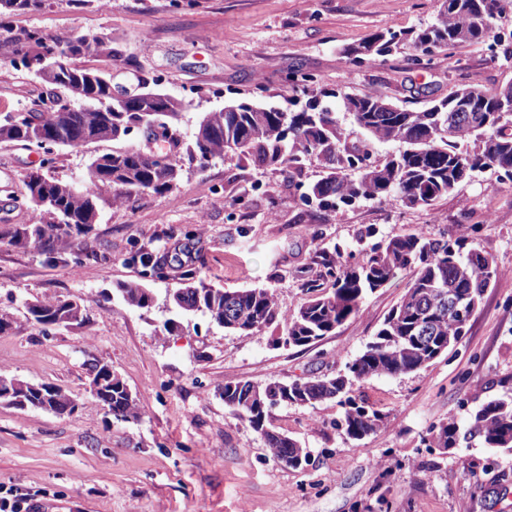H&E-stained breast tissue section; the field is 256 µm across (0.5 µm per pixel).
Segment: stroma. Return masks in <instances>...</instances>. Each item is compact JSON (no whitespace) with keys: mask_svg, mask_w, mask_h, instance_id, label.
Returning a JSON list of instances; mask_svg holds the SVG:
<instances>
[{"mask_svg":"<svg viewBox=\"0 0 512 512\" xmlns=\"http://www.w3.org/2000/svg\"><path fill=\"white\" fill-rule=\"evenodd\" d=\"M440 7L441 0H107L101 7L46 0L37 11L2 9L0 22L37 27L61 42L107 33L119 57L93 58L90 66L133 93L138 77L159 78L163 91L183 99L180 125L189 137L202 113L230 100L303 107L295 81L302 74L321 89L377 93L411 108L426 94L442 98L462 85L493 91L511 81V23L496 24L506 34L500 45H462L425 69L413 66L408 42L372 65H353L345 53L374 32L432 23ZM37 92L0 50V114L28 107ZM144 146L136 134L63 149L54 173L76 180L92 154ZM38 165L33 151L0 145V312L13 319L0 334V374L60 387L78 408L56 415L0 403V495L25 496L31 512H512V455L476 441L443 455L421 442L433 424L464 420L481 400L512 389V182L478 173L429 208L363 202L319 213L296 204L283 176L215 160L185 170L177 189L143 195L127 209L112 207L103 193L94 245L107 258L75 273L6 239L30 214L1 187L20 186ZM370 224L382 237L468 236L500 276L448 354L357 387L387 416L376 433L349 439L336 426L342 409L333 401L273 409L270 427L310 451L303 470L274 459L225 407V383H288L330 366L343 370L405 293L407 277L368 296L334 335L301 347L276 345L273 328L261 336L231 333L199 314L166 332L174 315L166 300L179 286L173 277L151 283L155 302L147 310L126 306L116 292L137 277L124 262L132 243L193 229L199 242L191 257L205 283L263 286L291 311L306 298L303 273L316 250L355 246ZM46 295L80 298L85 322L34 325L23 303ZM97 362L136 396L139 420L113 417L91 396L89 367Z\"/></svg>","mask_w":512,"mask_h":512,"instance_id":"35a3bbf8","label":"stroma"}]
</instances>
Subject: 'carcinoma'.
Segmentation results:
<instances>
[{"mask_svg":"<svg viewBox=\"0 0 512 512\" xmlns=\"http://www.w3.org/2000/svg\"><path fill=\"white\" fill-rule=\"evenodd\" d=\"M512 14V0H443L436 21L417 31L377 32L347 49L356 65L383 62L403 40L410 41L424 64L451 47L489 38L493 24ZM0 44L10 49L9 65L23 75L37 76L26 59L62 47L59 74L41 81L39 97H52L56 106L38 113L37 119L49 145L79 149L104 141L103 129L112 128V141L124 140L131 128L157 124L167 130L166 147L153 156L140 150H114L95 155L82 183L62 181L54 168L41 176L22 180L32 219L10 232L9 243L33 247L45 261L79 268L104 255L89 244L98 215L99 189L112 195V205L130 207L144 194L163 195L173 190L185 166L202 167L219 158L247 161L263 170L288 175L295 183L307 163L314 161L323 175L300 193L299 201L317 211H337L361 201L393 199L406 208H429L452 192L476 171H490L512 181V111L501 107V92L468 87L476 111L452 112L451 96L429 99L417 109L389 103L380 94L351 95L321 90L323 97L342 98L343 106L362 129L365 139L348 141L335 113L318 98L306 108L289 112L279 105L240 100L234 109L206 112L193 140L183 139L178 112H147L138 94L121 106L113 100L111 74L82 64L89 57L112 59V37L78 34L64 43L35 28L14 29L0 23ZM27 110L0 116V144L30 146L39 142ZM470 123L464 138L455 127ZM478 149L470 151L469 141ZM378 141L396 143L399 150L380 164L361 165L371 158L369 146ZM376 230L360 233V255L335 245L322 247L312 259L315 277L304 283L309 296L294 311L281 308L267 288L224 290L199 280L201 271L191 260L173 261L157 247L133 243L124 261L135 267L139 280L118 284L123 302L132 308L147 307L144 282L167 279L177 273L185 287L172 297V308L181 314L200 312L228 331L264 335L272 326H283L277 343L305 346L336 331L356 317L363 300L386 287L399 275L410 274L407 290L391 308L365 349L345 369L334 375H311L263 385L251 381L224 384V405L248 422L270 448L273 456L309 458L294 439L280 438L268 426L272 406L255 395L277 397V405L313 406L328 399L343 408L340 426L353 440L385 426L386 415L355 395L353 387L374 376H393L420 370L455 346L484 294L499 278L493 259L468 237L429 236L412 232L373 240ZM466 299L464 311L448 308V293ZM75 298L46 296L27 311L36 325L66 326ZM49 399L32 394L31 404L49 403L56 414H72L78 407L66 392L52 385ZM112 416L138 420L142 410L120 383L109 384L96 396ZM479 440L485 447L512 454V396L485 398L477 404L468 428L449 419L432 427L422 442L446 454L462 441Z\"/></svg>","mask_w":512,"mask_h":512,"instance_id":"1","label":"carcinoma"}]
</instances>
